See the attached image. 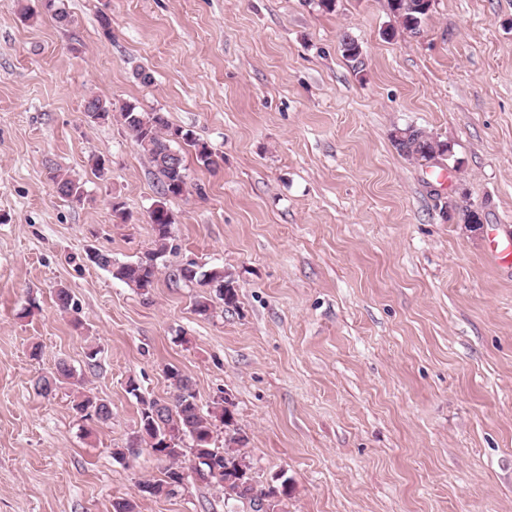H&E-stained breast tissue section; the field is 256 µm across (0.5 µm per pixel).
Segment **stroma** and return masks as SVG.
<instances>
[{
  "label": "stroma",
  "instance_id": "35a3bbf8",
  "mask_svg": "<svg viewBox=\"0 0 512 512\" xmlns=\"http://www.w3.org/2000/svg\"><path fill=\"white\" fill-rule=\"evenodd\" d=\"M60 5L65 26L0 0V512L130 495L137 512H250L191 478L139 494L165 461L113 458L171 368L203 409L231 398L256 488L290 480L284 512H512V261L488 252L490 233L512 241V0H433L419 34L391 40L388 0ZM91 96L164 113L214 165L183 147L188 190L162 196L119 120L85 117ZM410 125L449 164L401 157L391 134ZM451 199L482 225L445 215ZM160 203L175 222L149 292L87 260L153 249ZM190 262L231 274L236 307L198 314L174 277ZM61 361L77 385L39 396ZM80 390L110 403L107 423L79 420ZM51 179L61 198L68 200L71 196H84L83 185L71 174L56 170Z\"/></svg>",
  "mask_w": 512,
  "mask_h": 512
}]
</instances>
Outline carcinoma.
<instances>
[{
	"label": "carcinoma",
	"instance_id": "1",
	"mask_svg": "<svg viewBox=\"0 0 512 512\" xmlns=\"http://www.w3.org/2000/svg\"><path fill=\"white\" fill-rule=\"evenodd\" d=\"M390 9L399 20L401 28L410 33L419 31L423 18L432 7V0H389ZM84 114L92 121L111 119L112 109L105 101L91 96L84 102ZM119 119L125 129L141 147L153 167L165 196H180L187 187L184 158L172 162L168 151L175 150V144L182 142L195 149L196 158L205 166L215 164L208 147L198 142L192 133L173 127L160 112H142L133 103L120 107ZM393 145L400 155L431 164L437 158L450 154L448 144L438 140L426 130L407 126L391 134ZM57 194L67 200L72 196L84 195L79 179L67 172L57 170L51 176ZM150 223L155 237V248L135 262L118 263L112 255L102 251L94 264L129 286L149 292L158 273V260L162 258L171 239L173 215L162 205L150 212ZM178 278L197 285L201 292L195 297V311L201 315L209 313L214 300L224 307H236L238 293L235 281L221 268L203 269L189 263L179 269ZM174 389L171 402L140 399L142 404L138 435L133 443L145 442L151 452L170 462L165 477L156 481H144L143 494L151 496L172 495L180 487L179 462L191 456L196 480L207 485L224 487V478L233 475L240 479L237 491L230 500L252 503L258 497L270 498L281 503L288 496V480L281 482V488L267 492H256L251 475L250 462L240 453L237 445L244 438L235 436L234 413L222 403L205 412L197 401L191 378L171 369L167 372ZM74 378V370L66 362L57 364L54 372L39 377L35 382L38 394L47 397L56 391L58 385ZM72 409L83 420L94 419L106 423L112 417L110 404L95 395L80 393L73 400ZM224 426V446L216 445L214 433L216 423Z\"/></svg>",
	"mask_w": 512,
	"mask_h": 512
}]
</instances>
